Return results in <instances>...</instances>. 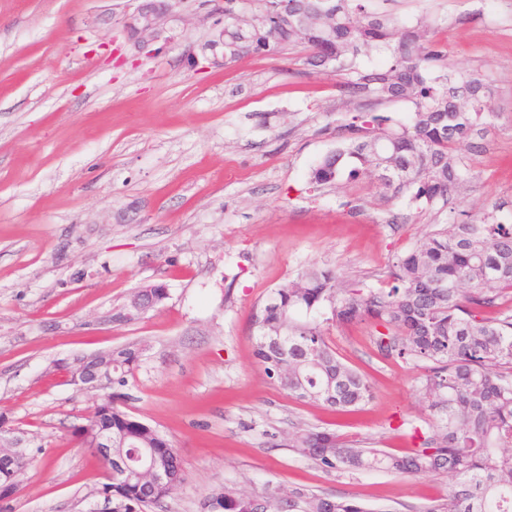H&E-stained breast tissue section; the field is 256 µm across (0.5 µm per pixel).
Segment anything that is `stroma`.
<instances>
[{
  "instance_id": "stroma-1",
  "label": "stroma",
  "mask_w": 512,
  "mask_h": 512,
  "mask_svg": "<svg viewBox=\"0 0 512 512\" xmlns=\"http://www.w3.org/2000/svg\"><path fill=\"white\" fill-rule=\"evenodd\" d=\"M139 0H0V422L41 445L0 512H96L105 481L72 440L97 395L54 370L76 354L130 347L139 366L121 410L178 448L186 482L152 512H208L213 493L267 486L424 512L444 475L326 471L299 457L305 429L394 453L432 414L415 370L384 361L363 322L330 328L342 361L373 383L362 410L304 402L257 364L252 314L311 268L374 283L445 215L423 203L311 184L345 116L336 73L296 49L204 61L220 0H178L151 52L123 33ZM396 23L424 22L449 61L494 80L487 151L458 219L512 215V0H370ZM409 213L386 224V211ZM168 297L112 321L130 292Z\"/></svg>"
}]
</instances>
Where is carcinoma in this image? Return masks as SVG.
Listing matches in <instances>:
<instances>
[{
  "label": "carcinoma",
  "mask_w": 512,
  "mask_h": 512,
  "mask_svg": "<svg viewBox=\"0 0 512 512\" xmlns=\"http://www.w3.org/2000/svg\"><path fill=\"white\" fill-rule=\"evenodd\" d=\"M224 5V57L272 47H300L303 65L343 76L348 107L336 126L340 146L311 172L317 185L376 181L386 202L407 194L431 209L454 210L470 183L474 159L487 150L485 134L495 116L493 88L481 75L448 63L447 53L426 39L423 25L400 26L367 10V0H288V13L272 19L266 0L257 12ZM409 101L414 111L399 120L375 112L385 102ZM478 220L448 217L399 255L384 278L339 281L332 269H310L272 291L252 319L254 356L265 374L300 400L338 414L373 398L370 380L343 363L328 340L330 324L368 321L383 332L373 343L386 361L418 371L417 390L434 420L420 447L402 455L348 439L331 430L296 433L289 447L329 470H382L407 477L446 474L448 493L425 512H512V224L495 212ZM286 334L284 354L263 339ZM138 367L132 348L112 351L115 384ZM112 430L124 433L127 464L116 471L112 502L124 512L156 504L137 491V454L164 447L168 494L185 481L179 450L147 423L112 412ZM263 512H370L342 497L304 489L265 491ZM223 512H256L253 495L224 487L212 497Z\"/></svg>",
  "instance_id": "obj_1"
}]
</instances>
